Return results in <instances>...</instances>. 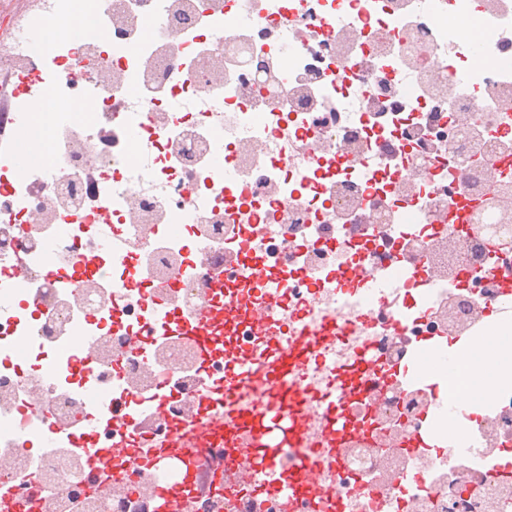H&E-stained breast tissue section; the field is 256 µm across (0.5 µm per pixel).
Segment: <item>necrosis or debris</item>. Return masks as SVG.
I'll list each match as a JSON object with an SVG mask.
<instances>
[{
    "mask_svg": "<svg viewBox=\"0 0 512 512\" xmlns=\"http://www.w3.org/2000/svg\"><path fill=\"white\" fill-rule=\"evenodd\" d=\"M77 10L99 39L71 32L35 54L31 30ZM473 18L490 33L479 67L462 29ZM131 81L139 96L123 93ZM0 84V512L35 492L59 512H99L75 493L91 476L123 512L164 484L170 512H512V480L492 474L512 447V389L485 390L454 452H409L425 416L448 421L438 389L375 383L351 402L336 384L367 353L400 364L426 338L470 353L493 333L483 304L512 279V195L496 193L512 164V0H37L24 12L0 0ZM46 86L81 111L29 127L53 144L49 164H6L17 107ZM234 244L268 277L235 273L202 371L180 329L219 304L211 278ZM328 319L337 335H321ZM310 334L301 434L281 460L297 476L287 502L264 464L211 430L235 425L223 399L200 397L238 352L258 360L266 337L284 348ZM22 351L36 358L26 370ZM78 358L93 364L80 378ZM330 394L346 435L330 428ZM81 429L121 481L85 467ZM177 433L204 441L203 483L153 463Z\"/></svg>",
    "mask_w": 512,
    "mask_h": 512,
    "instance_id": "1",
    "label": "necrosis or debris"
}]
</instances>
